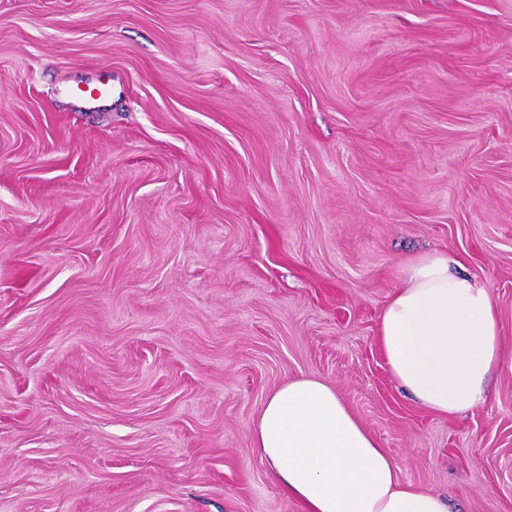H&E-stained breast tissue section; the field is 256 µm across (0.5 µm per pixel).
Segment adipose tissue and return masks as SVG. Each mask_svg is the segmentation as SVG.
I'll list each match as a JSON object with an SVG mask.
<instances>
[{"label":"adipose tissue","instance_id":"obj_1","mask_svg":"<svg viewBox=\"0 0 512 512\" xmlns=\"http://www.w3.org/2000/svg\"><path fill=\"white\" fill-rule=\"evenodd\" d=\"M459 264L444 249L409 259L377 327L392 379L445 417L482 405L492 370L512 363L487 284L458 273ZM252 441L305 512H449L447 496L400 479L386 449L320 379L299 378L271 393Z\"/></svg>","mask_w":512,"mask_h":512}]
</instances>
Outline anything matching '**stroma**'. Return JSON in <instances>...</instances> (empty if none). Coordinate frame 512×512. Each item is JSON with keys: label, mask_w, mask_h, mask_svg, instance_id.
I'll use <instances>...</instances> for the list:
<instances>
[{"label": "stroma", "mask_w": 512, "mask_h": 512, "mask_svg": "<svg viewBox=\"0 0 512 512\" xmlns=\"http://www.w3.org/2000/svg\"><path fill=\"white\" fill-rule=\"evenodd\" d=\"M431 249L512 346V0H0V512H304L251 440L303 376L512 512V367L442 417L377 345Z\"/></svg>", "instance_id": "35a3bbf8"}]
</instances>
